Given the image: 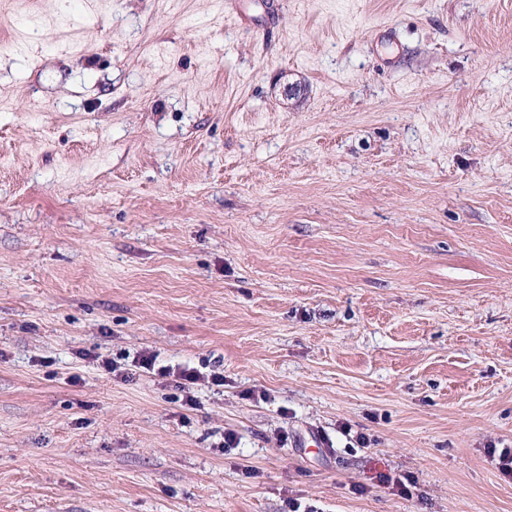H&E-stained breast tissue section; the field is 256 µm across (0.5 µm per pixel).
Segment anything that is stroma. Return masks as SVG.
<instances>
[{
  "label": "stroma",
  "instance_id": "1",
  "mask_svg": "<svg viewBox=\"0 0 512 512\" xmlns=\"http://www.w3.org/2000/svg\"><path fill=\"white\" fill-rule=\"evenodd\" d=\"M242 6L0 0V512H512V0Z\"/></svg>",
  "mask_w": 512,
  "mask_h": 512
}]
</instances>
